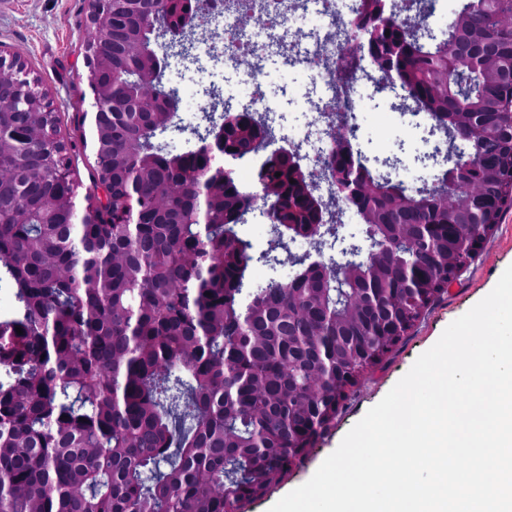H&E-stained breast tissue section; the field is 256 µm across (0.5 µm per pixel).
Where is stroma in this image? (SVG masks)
<instances>
[{
	"label": "stroma",
	"mask_w": 512,
	"mask_h": 512,
	"mask_svg": "<svg viewBox=\"0 0 512 512\" xmlns=\"http://www.w3.org/2000/svg\"><path fill=\"white\" fill-rule=\"evenodd\" d=\"M87 0H0V53L21 51L32 77L47 91L52 108L62 119V135L83 187H92L94 152L88 119L92 94L86 80L87 68L81 36L87 19ZM260 77L265 105L279 112L284 98H291L288 121L276 127L277 146L296 149L307 131L306 115L316 99L311 71L287 67L277 58L265 60ZM165 80L179 88L178 116L183 124L194 123L203 100L199 86L214 82L225 95L241 104L251 103L253 82L242 71L224 63L203 60L186 65L171 58ZM355 121L360 145L368 155L398 154L402 159L396 175L406 184L432 182L437 170L419 163L431 144L415 117L391 109L387 99L373 95L370 83L353 88ZM512 265V205L505 206L501 222L481 244L471 265L444 294L425 311L413 329L384 356L363 379L352 387L331 428L319 436L310 452L294 464L267 493L250 501L244 512H269L283 496L304 484L340 444L347 432L380 402L409 371L416 359L431 348L445 328L468 312L496 286L503 271Z\"/></svg>",
	"instance_id": "obj_1"
}]
</instances>
